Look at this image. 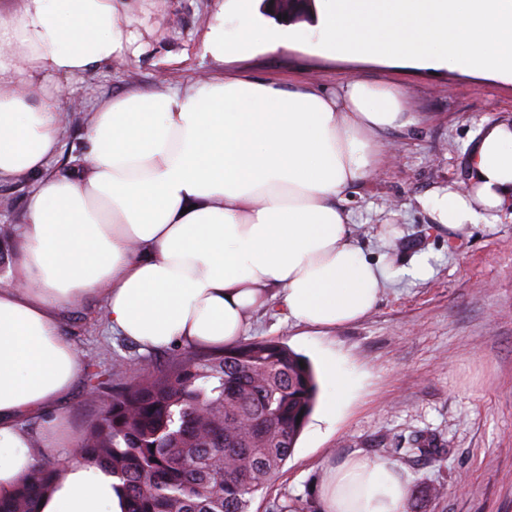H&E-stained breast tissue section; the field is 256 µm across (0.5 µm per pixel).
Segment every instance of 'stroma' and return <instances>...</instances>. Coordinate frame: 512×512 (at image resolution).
Masks as SVG:
<instances>
[{"instance_id": "35a3bbf8", "label": "stroma", "mask_w": 512, "mask_h": 512, "mask_svg": "<svg viewBox=\"0 0 512 512\" xmlns=\"http://www.w3.org/2000/svg\"><path fill=\"white\" fill-rule=\"evenodd\" d=\"M218 7V0H139L138 13L149 16L151 29L143 36L149 48L123 68L75 81L81 105L64 125L59 170L80 162L87 102L131 88L180 87L233 69L275 77L287 88L335 91L350 77L395 83L418 123L385 134L382 165L347 192L346 207L367 258L399 268L423 255L432 269L425 279L397 278L366 318L326 333L285 321L273 305L256 314L245 341L281 342L317 371L325 359L340 357L359 385L330 422L321 418L326 397L318 395L290 457L255 494L250 512H269L285 498L321 512L323 464L356 451L401 468L410 485V512H512V219L451 233L419 203L433 189L466 181L469 143L482 126L512 121V80L404 60L328 56L299 42L220 64L202 52L207 21ZM32 188L24 179L0 182V201H10L0 205L2 278L15 265L17 227ZM59 314L87 371L60 404L80 436L113 388L132 381L134 367L160 370L181 353L176 346L143 351L113 335L96 296ZM93 373L105 388L93 389ZM417 442L426 454L406 456Z\"/></svg>"}]
</instances>
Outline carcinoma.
I'll return each instance as SVG.
<instances>
[{
    "label": "carcinoma",
    "instance_id": "obj_1",
    "mask_svg": "<svg viewBox=\"0 0 512 512\" xmlns=\"http://www.w3.org/2000/svg\"><path fill=\"white\" fill-rule=\"evenodd\" d=\"M317 393L310 365L279 341L187 351L113 392L77 458L118 479L126 512H250L254 493L291 455ZM64 474L60 463L39 461L0 512H38Z\"/></svg>",
    "mask_w": 512,
    "mask_h": 512
}]
</instances>
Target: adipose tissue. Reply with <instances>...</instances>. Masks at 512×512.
<instances>
[{
	"label": "adipose tissue",
	"instance_id": "adipose-tissue-1",
	"mask_svg": "<svg viewBox=\"0 0 512 512\" xmlns=\"http://www.w3.org/2000/svg\"><path fill=\"white\" fill-rule=\"evenodd\" d=\"M136 0H11L0 6V180L31 177L17 284L0 285V498L37 465L32 448L70 449L58 404L83 374L57 311L99 295L117 335L155 350L220 351L278 303L287 318L329 331L368 316L397 274L353 242L340 200L375 173L381 138L416 124L393 83L348 79L326 93L288 90L244 73L173 90L131 89L90 104L83 157L55 173L72 81L136 56ZM238 20L235 33L225 17ZM290 31L262 23L256 0H223L206 54L274 53ZM458 188L422 206L444 228L494 224L512 211V123L481 131ZM325 415L355 389L325 362ZM40 420L38 433L25 425ZM111 473L80 459L43 495L40 512H124ZM410 489L390 463L354 452L325 466L322 512H408Z\"/></svg>",
	"mask_w": 512,
	"mask_h": 512
}]
</instances>
